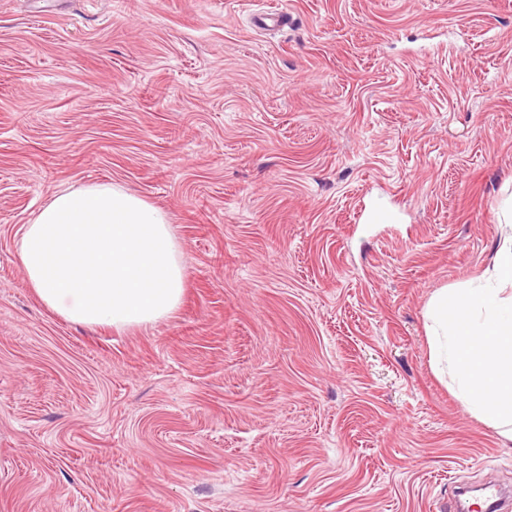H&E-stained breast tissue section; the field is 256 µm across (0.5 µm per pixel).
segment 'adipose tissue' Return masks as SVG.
Masks as SVG:
<instances>
[{"label":"adipose tissue","mask_w":512,"mask_h":512,"mask_svg":"<svg viewBox=\"0 0 512 512\" xmlns=\"http://www.w3.org/2000/svg\"><path fill=\"white\" fill-rule=\"evenodd\" d=\"M18 261L43 303L89 327L151 325L184 293L168 214L110 184L56 193L25 225Z\"/></svg>","instance_id":"ef3b65f1"}]
</instances>
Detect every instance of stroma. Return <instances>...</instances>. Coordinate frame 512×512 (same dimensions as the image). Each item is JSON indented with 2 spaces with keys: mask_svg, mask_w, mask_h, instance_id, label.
<instances>
[{
  "mask_svg": "<svg viewBox=\"0 0 512 512\" xmlns=\"http://www.w3.org/2000/svg\"><path fill=\"white\" fill-rule=\"evenodd\" d=\"M269 8L293 24L254 28ZM96 183L172 219L185 293L153 325L70 322L20 270L38 208ZM511 196L512 0H0V512L512 489L425 329Z\"/></svg>",
  "mask_w": 512,
  "mask_h": 512,
  "instance_id": "35a3bbf8",
  "label": "stroma"
}]
</instances>
